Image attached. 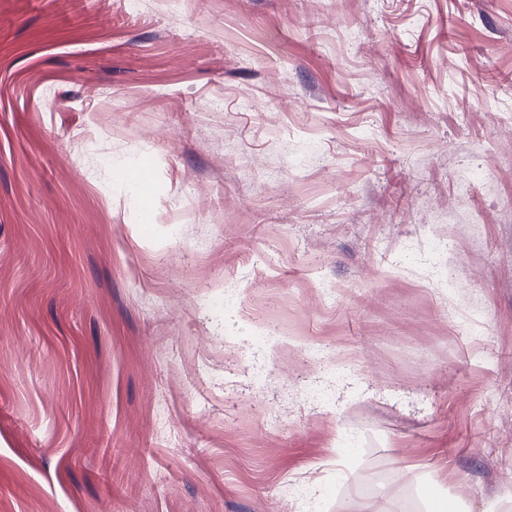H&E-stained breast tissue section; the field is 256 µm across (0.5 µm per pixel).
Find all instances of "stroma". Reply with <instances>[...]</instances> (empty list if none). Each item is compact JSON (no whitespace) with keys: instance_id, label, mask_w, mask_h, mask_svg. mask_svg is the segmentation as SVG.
Wrapping results in <instances>:
<instances>
[{"instance_id":"1","label":"stroma","mask_w":512,"mask_h":512,"mask_svg":"<svg viewBox=\"0 0 512 512\" xmlns=\"http://www.w3.org/2000/svg\"><path fill=\"white\" fill-rule=\"evenodd\" d=\"M511 115L512 0H0V512H512ZM425 238L423 246L420 248L419 254H424L428 257L434 255H441L450 248V239L446 232L436 224H425ZM416 252H409L405 254L403 262L410 268H416L419 265L420 257ZM271 336V334L264 328H257L253 331L251 336H247L242 338L239 343H237V348L240 351L246 350L248 347L250 349H259L264 348L266 346L278 347L283 342V336L277 335Z\"/></svg>"}]
</instances>
